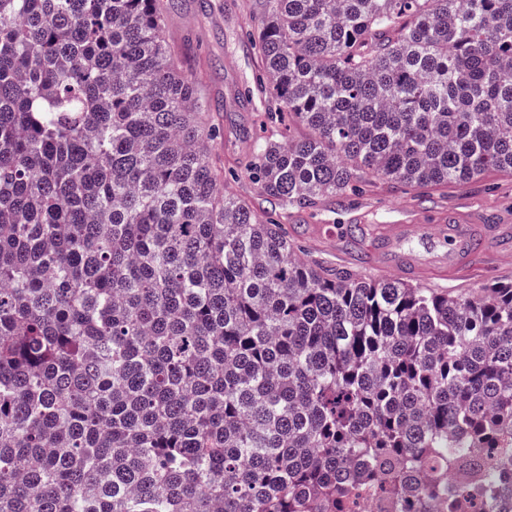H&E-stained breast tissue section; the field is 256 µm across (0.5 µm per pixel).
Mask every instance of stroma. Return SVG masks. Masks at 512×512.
I'll list each match as a JSON object with an SVG mask.
<instances>
[{"mask_svg":"<svg viewBox=\"0 0 512 512\" xmlns=\"http://www.w3.org/2000/svg\"><path fill=\"white\" fill-rule=\"evenodd\" d=\"M168 35L212 101L224 136L214 151L233 169L232 187L258 215L272 206L239 168L270 135L260 93L262 62L252 40L259 0H160ZM478 224L489 244L449 266L439 247L423 249L442 224ZM286 230L299 249L325 265L365 278H395L459 297L512 281V175L491 171L461 186L406 188L382 180L347 197L327 198L295 213Z\"/></svg>","mask_w":512,"mask_h":512,"instance_id":"obj_1","label":"stroma"}]
</instances>
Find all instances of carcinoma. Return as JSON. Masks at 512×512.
<instances>
[{
  "mask_svg": "<svg viewBox=\"0 0 512 512\" xmlns=\"http://www.w3.org/2000/svg\"><path fill=\"white\" fill-rule=\"evenodd\" d=\"M229 186L157 0H0V512H512V282L297 255L293 209L512 174V0H261Z\"/></svg>",
  "mask_w": 512,
  "mask_h": 512,
  "instance_id": "obj_1",
  "label": "carcinoma"
}]
</instances>
